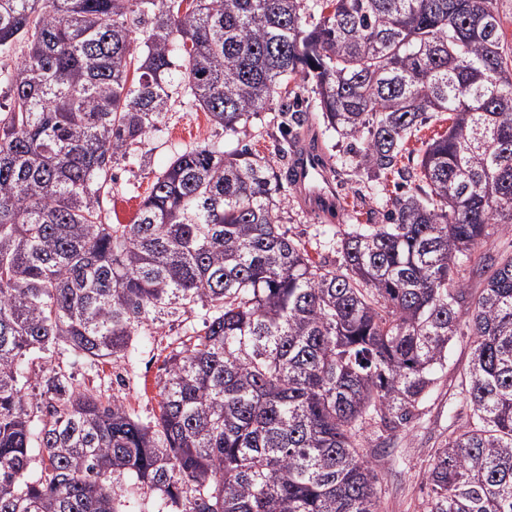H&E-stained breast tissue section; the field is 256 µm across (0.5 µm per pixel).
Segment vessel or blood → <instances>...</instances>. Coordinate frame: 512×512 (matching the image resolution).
<instances>
[{
	"label": "vessel or blood",
	"instance_id": "vessel-or-blood-1",
	"mask_svg": "<svg viewBox=\"0 0 512 512\" xmlns=\"http://www.w3.org/2000/svg\"><path fill=\"white\" fill-rule=\"evenodd\" d=\"M288 176L309 213L328 215L342 208L318 143L305 141L296 146Z\"/></svg>",
	"mask_w": 512,
	"mask_h": 512
}]
</instances>
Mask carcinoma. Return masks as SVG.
<instances>
[{
	"instance_id": "obj_1",
	"label": "carcinoma",
	"mask_w": 512,
	"mask_h": 512,
	"mask_svg": "<svg viewBox=\"0 0 512 512\" xmlns=\"http://www.w3.org/2000/svg\"><path fill=\"white\" fill-rule=\"evenodd\" d=\"M291 82L376 180L448 113L340 262L282 230L284 173L215 142L174 155L134 223L106 221L112 167L173 86L226 133L265 111L298 131ZM0 91V512H142L145 489L154 512H382L363 425L408 427L462 322L449 409L468 422L434 455L428 512H512V254L477 251L512 224L494 0H0ZM196 310L149 420L53 361L129 359ZM448 117V113L441 115L438 119L432 118L415 132V136L411 137L406 144V150L403 151L402 157L399 158L398 168H417L419 162V149L422 147L423 141H428L435 135L443 133L448 127L449 121L444 118ZM437 119V120H436Z\"/></svg>"
}]
</instances>
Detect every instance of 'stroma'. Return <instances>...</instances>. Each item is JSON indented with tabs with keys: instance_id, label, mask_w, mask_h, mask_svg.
I'll return each mask as SVG.
<instances>
[{
	"instance_id": "35a3bbf8",
	"label": "stroma",
	"mask_w": 512,
	"mask_h": 512,
	"mask_svg": "<svg viewBox=\"0 0 512 512\" xmlns=\"http://www.w3.org/2000/svg\"><path fill=\"white\" fill-rule=\"evenodd\" d=\"M302 100L310 118L301 137L322 144L328 163L335 170L334 183L344 207L341 213L330 216L309 214L286 184L282 185L278 197L282 201L280 216L284 230L289 237L305 243L311 257L317 260L334 256L338 241L349 225L381 223L384 201L395 195L402 181L398 174L391 173L382 184L376 185L346 168L347 147L338 141L335 133L325 128L314 93L304 92ZM165 122L163 135L145 137L132 150L129 159L114 166L112 195L104 203L113 223H133L155 172L165 167L177 152L198 143L218 140L228 149L248 148L270 159L274 168L285 165L280 149L287 131L277 113H260L239 133L229 135L222 127L212 125L206 114L188 103L177 90L172 95ZM201 326L202 315L195 312L184 321L155 329L151 335L139 337V351L129 360L94 366L68 354L58 355L57 360L80 383L107 390L134 414L149 419L158 412L156 382L164 373L165 361L176 339ZM470 352L469 337H456L448 350V365L421 405L417 418L406 431L392 437L390 445L382 444L373 424H365L361 451L372 461L378 475L384 512H427L430 489L426 475L434 452L447 439L449 429L460 428L465 422L461 416L449 418L448 404L458 397V384L468 366Z\"/></svg>"
}]
</instances>
